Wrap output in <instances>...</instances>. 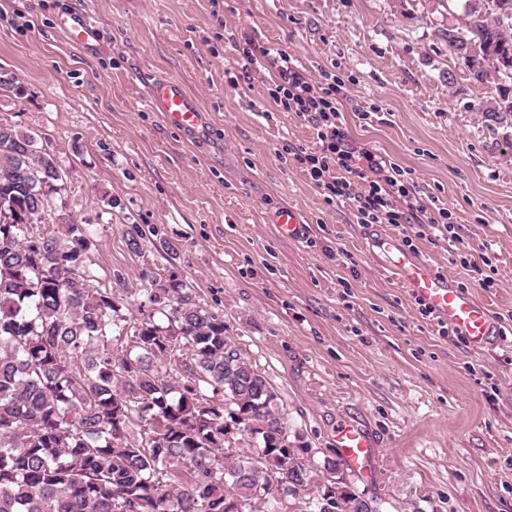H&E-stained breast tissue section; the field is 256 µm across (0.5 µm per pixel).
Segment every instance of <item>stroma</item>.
Segmentation results:
<instances>
[{"mask_svg":"<svg viewBox=\"0 0 512 512\" xmlns=\"http://www.w3.org/2000/svg\"><path fill=\"white\" fill-rule=\"evenodd\" d=\"M446 0H0V120L58 152L67 216L96 225L100 286L140 300L146 276L175 275L279 396L312 469L281 512H314L339 458L346 419L380 443L375 477L347 481L379 512H512V335L476 352L423 319L378 266L351 207L327 204L284 144L312 130L267 95L268 71L231 86L239 53L225 29L287 49L313 81L345 83L350 135L413 173L449 209L464 246L491 243L498 286L451 264L447 242L415 240L491 313L512 312V126L487 109L499 92L448 54ZM86 9L94 47L65 41L57 20ZM179 80L213 124L190 140L153 112V78ZM371 111L368 120L359 110ZM116 206L100 223L105 198ZM300 208L307 241L278 237L266 211ZM147 235L128 244L132 225ZM158 227L160 236L150 233Z\"/></svg>","mask_w":512,"mask_h":512,"instance_id":"1","label":"stroma"}]
</instances>
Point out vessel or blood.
Returning <instances> with one entry per match:
<instances>
[{"instance_id": "b4317fda", "label": "vessel or blood", "mask_w": 512, "mask_h": 512, "mask_svg": "<svg viewBox=\"0 0 512 512\" xmlns=\"http://www.w3.org/2000/svg\"><path fill=\"white\" fill-rule=\"evenodd\" d=\"M58 26L71 43L81 47L94 45L98 38L96 28L79 9L62 14ZM150 103L165 125L177 128L186 136L207 132L212 124L208 110L177 80L158 78L152 86ZM266 221L286 240L303 242L310 235L304 214L290 205L269 210ZM367 245L399 286L464 337L473 351L485 350L500 335L501 329L486 304L457 288L428 260L407 249L398 235L378 230L368 234ZM336 446L356 477L368 481L375 476L380 460L371 433L352 422H342L336 429Z\"/></svg>"}]
</instances>
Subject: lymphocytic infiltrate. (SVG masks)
Wrapping results in <instances>:
<instances>
[{
	"label": "lymphocytic infiltrate",
	"instance_id": "f902f5d3",
	"mask_svg": "<svg viewBox=\"0 0 512 512\" xmlns=\"http://www.w3.org/2000/svg\"><path fill=\"white\" fill-rule=\"evenodd\" d=\"M242 43V72L272 68L269 97L313 128V146L295 148L293 155L309 179L325 190L328 202L350 205L359 224L400 228L408 246L423 232H431L453 247L461 267L476 274L481 288L495 287V278L482 267L488 247L476 254L460 248L451 213L434 210L431 197L422 196L405 168L353 141L341 119L340 81L313 83L302 62L286 49L248 37Z\"/></svg>",
	"mask_w": 512,
	"mask_h": 512
}]
</instances>
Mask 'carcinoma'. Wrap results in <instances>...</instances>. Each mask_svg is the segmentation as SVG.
Listing matches in <instances>:
<instances>
[{
  "mask_svg": "<svg viewBox=\"0 0 512 512\" xmlns=\"http://www.w3.org/2000/svg\"><path fill=\"white\" fill-rule=\"evenodd\" d=\"M446 39L475 75L512 73V0H448ZM67 194L58 156L0 121V512H279L310 468L277 393L184 280L142 274L124 317L94 286L91 225L36 229ZM338 487L341 512H377L344 482L316 512Z\"/></svg>",
  "mask_w": 512,
  "mask_h": 512,
  "instance_id": "carcinoma-1",
  "label": "carcinoma"
}]
</instances>
